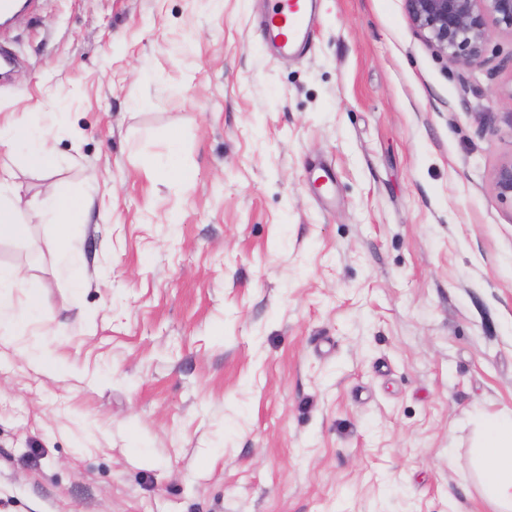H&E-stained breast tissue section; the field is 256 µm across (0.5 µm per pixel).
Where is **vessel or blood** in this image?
Here are the masks:
<instances>
[{
	"mask_svg": "<svg viewBox=\"0 0 512 512\" xmlns=\"http://www.w3.org/2000/svg\"><path fill=\"white\" fill-rule=\"evenodd\" d=\"M315 16V0H273L263 26L280 51L306 46Z\"/></svg>",
	"mask_w": 512,
	"mask_h": 512,
	"instance_id": "vessel-or-blood-1",
	"label": "vessel or blood"
}]
</instances>
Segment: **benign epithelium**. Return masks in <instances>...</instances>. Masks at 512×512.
I'll use <instances>...</instances> for the list:
<instances>
[{"label":"benign epithelium","mask_w":512,"mask_h":512,"mask_svg":"<svg viewBox=\"0 0 512 512\" xmlns=\"http://www.w3.org/2000/svg\"><path fill=\"white\" fill-rule=\"evenodd\" d=\"M413 28L439 54L466 66L478 61L496 32L512 34V0H405ZM496 196L512 200V156L492 177Z\"/></svg>","instance_id":"obj_1"}]
</instances>
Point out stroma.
<instances>
[{"instance_id": "obj_1", "label": "stroma", "mask_w": 512, "mask_h": 512, "mask_svg": "<svg viewBox=\"0 0 512 512\" xmlns=\"http://www.w3.org/2000/svg\"><path fill=\"white\" fill-rule=\"evenodd\" d=\"M318 2L288 58L270 0H35L0 28V125L54 154L0 147V202L33 216L0 265L43 284L0 328V512H491L472 444L512 409V36L465 67L404 0ZM50 187L89 200L80 288L36 217ZM7 136L10 143L22 145L28 149L33 165L43 167L52 163V152L46 142L36 141L30 130L21 121H15L10 126ZM493 189L502 201L510 199L512 203V156L502 159L494 170Z\"/></svg>"}]
</instances>
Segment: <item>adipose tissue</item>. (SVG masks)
I'll return each mask as SVG.
<instances>
[{"mask_svg": "<svg viewBox=\"0 0 512 512\" xmlns=\"http://www.w3.org/2000/svg\"><path fill=\"white\" fill-rule=\"evenodd\" d=\"M50 204L41 218L52 227V247L58 268L74 286L82 284L83 261L73 246L74 230L83 223L85 207L77 199L50 192ZM21 289L25 313L13 308L11 289ZM42 285L18 269L0 266V325L24 331L41 299ZM476 465L483 477L482 496L493 512H512V410L487 416L481 424Z\"/></svg>", "mask_w": 512, "mask_h": 512, "instance_id": "adipose-tissue-1", "label": "adipose tissue"}]
</instances>
